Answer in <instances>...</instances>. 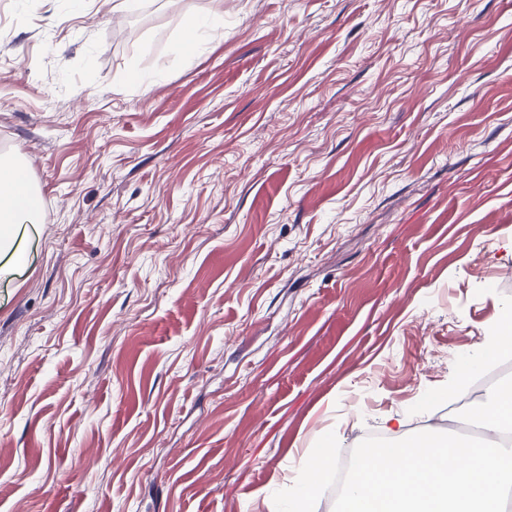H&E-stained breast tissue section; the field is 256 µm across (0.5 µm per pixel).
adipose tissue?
<instances>
[{"instance_id": "ef3b65f1", "label": "adipose tissue", "mask_w": 512, "mask_h": 512, "mask_svg": "<svg viewBox=\"0 0 512 512\" xmlns=\"http://www.w3.org/2000/svg\"><path fill=\"white\" fill-rule=\"evenodd\" d=\"M41 197L30 184L24 167L13 160H0V252L10 267L24 265L28 259L20 227L39 221Z\"/></svg>"}]
</instances>
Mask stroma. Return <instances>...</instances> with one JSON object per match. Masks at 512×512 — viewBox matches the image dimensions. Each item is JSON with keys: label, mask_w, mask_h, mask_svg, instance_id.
Listing matches in <instances>:
<instances>
[{"label": "stroma", "mask_w": 512, "mask_h": 512, "mask_svg": "<svg viewBox=\"0 0 512 512\" xmlns=\"http://www.w3.org/2000/svg\"><path fill=\"white\" fill-rule=\"evenodd\" d=\"M0 156V512H269L512 311V0H0ZM186 37L193 41L202 33L223 29V13L214 11L194 18L184 25ZM41 197L30 184L24 167L17 161L0 160V252L8 255L9 265L0 267L8 274L24 265L27 247L22 243L21 224H38Z\"/></svg>", "instance_id": "1"}]
</instances>
